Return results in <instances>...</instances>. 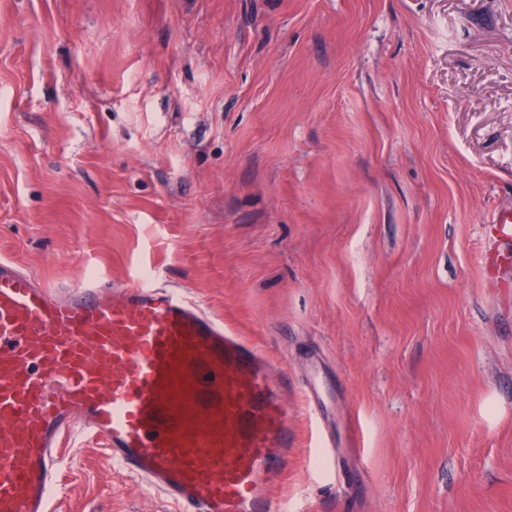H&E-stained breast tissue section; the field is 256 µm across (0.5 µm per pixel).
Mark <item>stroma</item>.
Wrapping results in <instances>:
<instances>
[{
	"label": "stroma",
	"mask_w": 512,
	"mask_h": 512,
	"mask_svg": "<svg viewBox=\"0 0 512 512\" xmlns=\"http://www.w3.org/2000/svg\"><path fill=\"white\" fill-rule=\"evenodd\" d=\"M512 0H0V256L149 278L303 381L288 512H512ZM59 512H164L77 438ZM489 222V238L494 242L512 238V210H503L492 215ZM308 369L306 382L302 387L311 420L315 423L318 437L321 439L322 459L325 463H334L338 442L333 431L324 425V407L322 402V376L317 354H309L305 359Z\"/></svg>",
	"instance_id": "obj_1"
}]
</instances>
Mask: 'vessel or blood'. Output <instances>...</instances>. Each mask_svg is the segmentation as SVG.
Listing matches in <instances>:
<instances>
[{
    "label": "vessel or blood",
    "mask_w": 512,
    "mask_h": 512,
    "mask_svg": "<svg viewBox=\"0 0 512 512\" xmlns=\"http://www.w3.org/2000/svg\"><path fill=\"white\" fill-rule=\"evenodd\" d=\"M488 234L512 238L511 209ZM305 365L330 463L317 354ZM293 389L285 368L179 290L97 275L61 288L0 258V512H51L78 435L172 512H285L276 489L298 443Z\"/></svg>",
    "instance_id": "obj_1"
}]
</instances>
